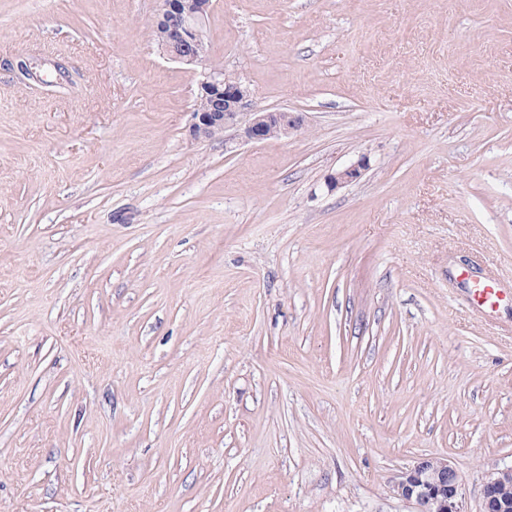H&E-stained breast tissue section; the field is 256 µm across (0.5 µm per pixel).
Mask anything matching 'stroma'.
I'll return each mask as SVG.
<instances>
[{
    "label": "stroma",
    "mask_w": 512,
    "mask_h": 512,
    "mask_svg": "<svg viewBox=\"0 0 512 512\" xmlns=\"http://www.w3.org/2000/svg\"><path fill=\"white\" fill-rule=\"evenodd\" d=\"M154 0H0V512H464L512 465V0H214L261 143L188 135ZM33 63L38 79L16 70ZM363 164L331 187V174ZM511 282V284H510ZM512 288V278L506 280H485L472 287L474 301L483 312L497 311L507 298V291ZM392 489L397 496L413 501L418 512H464L460 476L445 458H420L401 473Z\"/></svg>",
    "instance_id": "35a3bbf8"
}]
</instances>
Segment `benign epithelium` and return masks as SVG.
Listing matches in <instances>:
<instances>
[{"label": "benign epithelium", "mask_w": 512, "mask_h": 512, "mask_svg": "<svg viewBox=\"0 0 512 512\" xmlns=\"http://www.w3.org/2000/svg\"><path fill=\"white\" fill-rule=\"evenodd\" d=\"M211 0H156L154 17L159 45L169 58L201 67V94L208 99L204 110L194 109L191 136L208 138L216 129L238 123L248 109L251 91L239 80L224 77V71L207 64L208 50L202 20ZM304 123L303 116L288 111L250 113L242 130L247 142H262L275 134L289 136ZM362 165H354L331 177L335 186L360 177ZM394 493L418 506V512H464L461 481L457 470L445 458L424 457L401 473L393 484ZM483 512H512V467L488 472L482 489Z\"/></svg>", "instance_id": "1"}]
</instances>
